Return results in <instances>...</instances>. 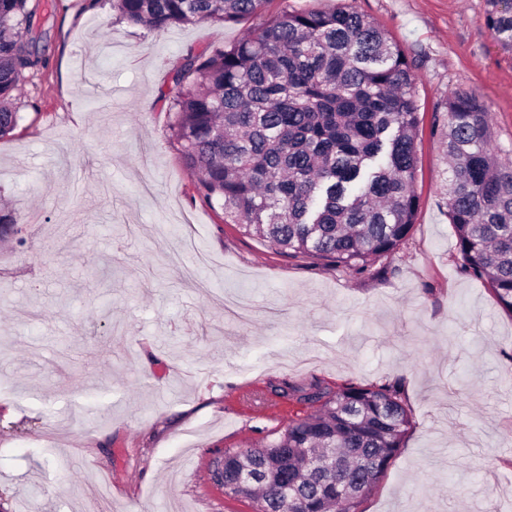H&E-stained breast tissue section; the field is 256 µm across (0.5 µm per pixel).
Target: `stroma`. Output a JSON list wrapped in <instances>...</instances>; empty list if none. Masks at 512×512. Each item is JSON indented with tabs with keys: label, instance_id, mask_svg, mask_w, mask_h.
Returning a JSON list of instances; mask_svg holds the SVG:
<instances>
[{
	"label": "stroma",
	"instance_id": "obj_1",
	"mask_svg": "<svg viewBox=\"0 0 512 512\" xmlns=\"http://www.w3.org/2000/svg\"><path fill=\"white\" fill-rule=\"evenodd\" d=\"M45 68L0 138V512H253L211 475L309 414L297 390L399 383L413 425L361 512H512V315L460 268L438 132L476 95L512 147L488 0H353L413 63L415 223L370 275L272 250L198 198L160 99L189 49L111 0H38Z\"/></svg>",
	"mask_w": 512,
	"mask_h": 512
}]
</instances>
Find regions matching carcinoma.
Segmentation results:
<instances>
[{"label":"carcinoma","instance_id":"carcinoma-1","mask_svg":"<svg viewBox=\"0 0 512 512\" xmlns=\"http://www.w3.org/2000/svg\"><path fill=\"white\" fill-rule=\"evenodd\" d=\"M268 0H112V11L154 31L256 18L227 47L188 50L162 94L170 137L198 198L277 252L371 272L407 240L418 199L413 63L346 0L329 11L264 17ZM486 26L512 52V0H489ZM29 0H0V137L19 115L21 83L46 64ZM441 128L449 160V224L464 272L512 315V148L491 114L454 92ZM21 216L0 213V236ZM318 405L269 442L224 451V495L254 512H359L412 425L397 383L319 385Z\"/></svg>","mask_w":512,"mask_h":512}]
</instances>
